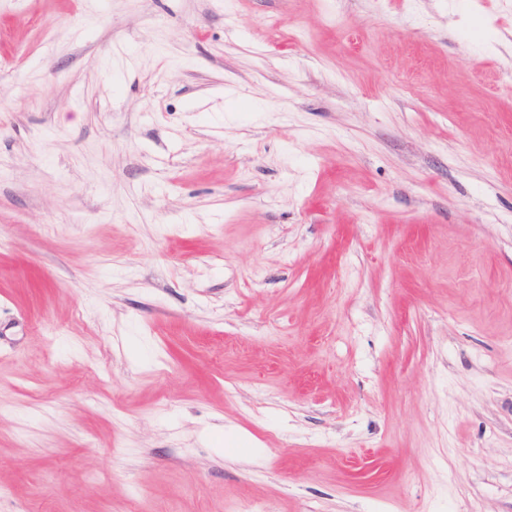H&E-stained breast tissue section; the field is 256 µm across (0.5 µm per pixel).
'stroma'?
I'll use <instances>...</instances> for the list:
<instances>
[{
	"instance_id": "1",
	"label": "stroma",
	"mask_w": 512,
	"mask_h": 512,
	"mask_svg": "<svg viewBox=\"0 0 512 512\" xmlns=\"http://www.w3.org/2000/svg\"><path fill=\"white\" fill-rule=\"evenodd\" d=\"M512 512V0H0V512Z\"/></svg>"
}]
</instances>
